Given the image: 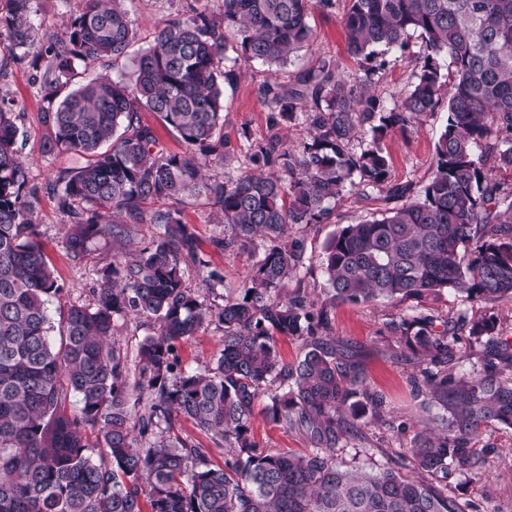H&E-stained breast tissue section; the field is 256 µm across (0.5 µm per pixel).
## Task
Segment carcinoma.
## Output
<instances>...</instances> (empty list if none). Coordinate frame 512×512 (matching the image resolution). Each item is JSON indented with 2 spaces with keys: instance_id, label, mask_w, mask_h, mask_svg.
Segmentation results:
<instances>
[{
  "instance_id": "obj_1",
  "label": "carcinoma",
  "mask_w": 512,
  "mask_h": 512,
  "mask_svg": "<svg viewBox=\"0 0 512 512\" xmlns=\"http://www.w3.org/2000/svg\"><path fill=\"white\" fill-rule=\"evenodd\" d=\"M125 2L82 0L65 36L37 53L40 86L70 81L78 62L125 54L136 37ZM337 2L220 0L216 15L192 8L163 23L131 80L97 78L44 111L49 151L88 157L56 181L72 219L71 253L80 257L114 233L110 217L119 214L161 229L124 263L95 270L93 306L69 305L57 342L48 304L62 288L38 240L14 112L0 106V512H142L144 494L151 512H470L448 489L402 469L409 462L437 479L452 463L472 462L482 427H512V353L500 350L493 319L470 327L487 337L486 363L458 378L449 326L437 332L428 316L401 323L413 331L412 347L430 356L420 375L440 412L433 429L397 453L396 466L368 471L337 463L336 448L362 437L359 421L383 400L354 363L336 357L325 306L280 291L307 252L306 238L288 236V226L323 223L330 202L356 189L377 190L393 207L328 242L322 265L333 301L417 299L445 288L469 300L512 299V188L493 177L512 166V0H344L358 71L341 73L322 59L286 85L258 88L272 128L306 126L300 149L283 148L273 134L249 146L252 167L236 177L202 174V161L223 166L236 157L222 133L223 86L238 77L224 67L228 44L246 63L284 68L311 39V10L330 13ZM415 32L424 37L415 81L389 108L372 92L386 65L379 49L403 52ZM33 33L32 0H11L0 47L26 52ZM443 104L448 121L434 170L415 195L392 184L383 140ZM144 110L178 134L185 153L165 151L142 124ZM200 196L229 229L219 246L262 247L241 295L221 306L183 280V264L208 266L177 208ZM130 312L158 323L139 346L133 387L111 345L115 317ZM211 324L224 343L215 366L179 368L176 344ZM278 336H308L310 349L288 363ZM274 383L287 391L270 393ZM259 405L313 448L261 445L251 429ZM181 419L233 449L224 466L173 433Z\"/></svg>"
}]
</instances>
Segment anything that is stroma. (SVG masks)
Returning <instances> with one entry per match:
<instances>
[{"instance_id": "stroma-1", "label": "stroma", "mask_w": 512, "mask_h": 512, "mask_svg": "<svg viewBox=\"0 0 512 512\" xmlns=\"http://www.w3.org/2000/svg\"><path fill=\"white\" fill-rule=\"evenodd\" d=\"M216 8L218 0H127L129 16L136 30V38L125 57L78 64L71 87H78L93 78L109 76L130 79L135 58L150 47L162 21L184 13L190 4ZM77 11V0H33L35 43L42 46L47 36L62 35ZM309 23L313 37L295 59L293 65L274 71L257 62L239 60L233 49H226L224 65L236 70L237 81L224 87V137L232 144L250 140H265L271 133L269 110L258 95L259 85L267 79L285 83L293 70L311 66L315 60L329 58L339 70L352 73L357 66L346 51L343 30V12L334 10L326 15L313 11ZM422 47L420 36H413L407 52L390 50L384 58L387 66L374 92L387 104L399 103L415 80L413 55ZM0 100L15 104L17 114V149L28 171L40 241L62 293L51 303L52 319H59L63 307L79 304L92 305L95 269L122 260L125 253L142 247L158 233L154 224H129L119 237H104L93 241L83 258H75L67 246L71 224L58 204L50 186L58 177L85 165L84 156L65 151L47 153L44 147L46 128L43 111L47 106L45 92L34 84L32 57L6 59L0 52ZM447 121L446 110L426 117L424 122L407 133H391L384 140L390 156L392 183L411 185L420 190L431 178L434 163V145ZM385 207L379 193L358 199L354 192H346L333 203L330 218L322 224L292 225L291 234L308 240L304 268L289 281V291L300 290L315 301H323L325 278L322 257L328 241L347 224L371 218ZM184 223L194 231L208 270L223 275V282H207L208 270L187 267L184 280L187 288L207 296L220 305L235 297L259 255L254 251L217 247L223 238L224 227L217 224L211 205L205 198H188L180 206ZM467 312L470 321L494 319L502 339L512 342V301L494 305L466 300L452 290L422 300H396L368 304L338 303L329 308L330 334L336 340L337 352L349 355L356 363L371 388L383 395L385 405L380 415L370 416L363 426L362 439L337 449L336 459L347 465H362L378 469L391 465L397 450L409 447L421 431L428 413L424 396L417 386L419 371L424 362L407 347L402 320L419 315L431 316L435 326L455 319L459 312ZM152 320L128 314L114 323L112 342L127 364V379L135 381L138 375V348L148 336L155 334ZM222 348V332L208 326L188 341L178 343L177 350L183 369L201 371L214 365ZM252 429L257 440L266 447L302 452L311 443L303 432L272 422L264 413H257ZM475 445L478 462L475 467L448 468V494L461 502L476 505L480 512H512V428L491 424L484 427Z\"/></svg>"}]
</instances>
